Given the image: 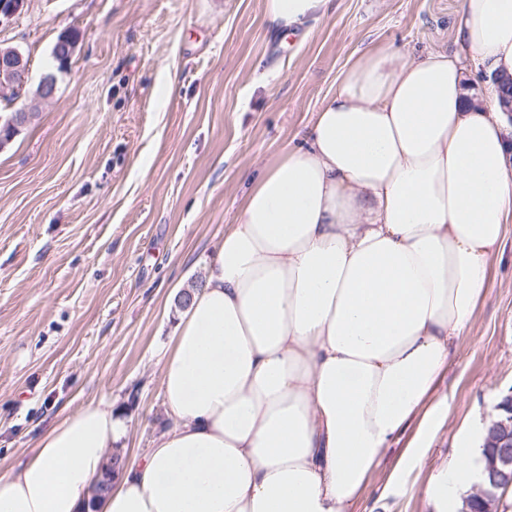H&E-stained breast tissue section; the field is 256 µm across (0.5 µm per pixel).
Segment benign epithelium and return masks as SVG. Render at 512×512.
Returning a JSON list of instances; mask_svg holds the SVG:
<instances>
[{
    "instance_id": "1",
    "label": "benign epithelium",
    "mask_w": 512,
    "mask_h": 512,
    "mask_svg": "<svg viewBox=\"0 0 512 512\" xmlns=\"http://www.w3.org/2000/svg\"><path fill=\"white\" fill-rule=\"evenodd\" d=\"M26 0H0V26L8 25L24 8ZM30 64L16 47L0 46V97L10 95L16 82H28ZM499 415L492 421L491 450L470 495L487 500L486 480L499 483L505 492L512 488V392L498 404Z\"/></svg>"
}]
</instances>
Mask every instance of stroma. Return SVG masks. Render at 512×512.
Returning <instances> with one entry per match:
<instances>
[{
  "label": "stroma",
  "mask_w": 512,
  "mask_h": 512,
  "mask_svg": "<svg viewBox=\"0 0 512 512\" xmlns=\"http://www.w3.org/2000/svg\"><path fill=\"white\" fill-rule=\"evenodd\" d=\"M462 0H331L273 33L263 0H28L0 45L30 63L32 120L0 146V474L70 411L125 410L127 459L165 419L163 353L177 298L243 195L300 142L358 50L455 51ZM77 35L66 69L52 49ZM55 73L52 99L36 97ZM512 392V228L489 287L431 394L448 418L395 483L383 453L347 512H440L427 488L471 417Z\"/></svg>",
  "instance_id": "stroma-1"
}]
</instances>
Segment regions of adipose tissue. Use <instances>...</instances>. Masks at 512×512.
<instances>
[{
    "label": "adipose tissue",
    "mask_w": 512,
    "mask_h": 512,
    "mask_svg": "<svg viewBox=\"0 0 512 512\" xmlns=\"http://www.w3.org/2000/svg\"><path fill=\"white\" fill-rule=\"evenodd\" d=\"M329 0H263L277 32ZM460 48L363 52L302 143L244 196L179 312L162 367L170 419L99 512H345L381 453L416 431L399 469L444 424L428 398L485 297L512 222V145L469 69L512 75V0H463ZM123 411L63 416L0 476V512H83ZM465 421L430 487L450 507L480 467Z\"/></svg>",
    "instance_id": "ef3b65f1"
}]
</instances>
